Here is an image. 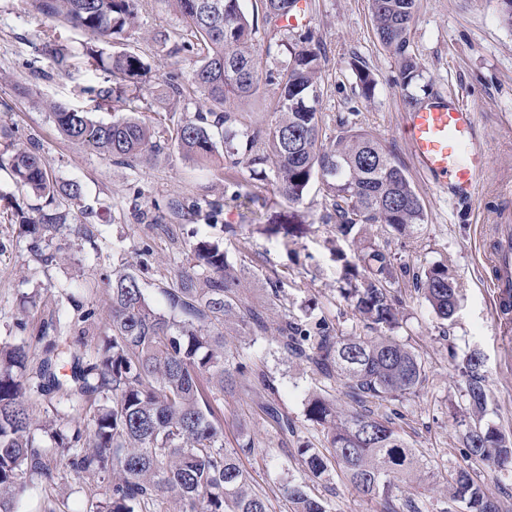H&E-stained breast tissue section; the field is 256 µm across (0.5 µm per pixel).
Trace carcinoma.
<instances>
[{
	"mask_svg": "<svg viewBox=\"0 0 512 512\" xmlns=\"http://www.w3.org/2000/svg\"><path fill=\"white\" fill-rule=\"evenodd\" d=\"M185 23V37L172 53L198 50L193 85L210 105L213 124L198 115L176 129L179 149L198 162L212 161L215 142L211 127H224V141L234 140L231 102L258 96L260 70L252 43L253 22L242 0H173ZM265 22L278 25L297 11L298 0H259ZM42 15L59 19L88 35L109 42L118 39L137 18L138 0H31ZM375 33L382 48L398 63L399 80L408 88L421 77V67L410 50L411 26L418 0H369ZM288 61L278 84L277 119L267 134L254 130L250 142L266 137V152L247 147L231 160L251 168L272 164L278 194L290 205L299 203L310 183L324 181L334 198L336 233L345 237L355 226L383 224L399 237L413 235L425 223V208L402 167L381 141L359 127L345 125L334 144L321 139L318 73L322 51L312 32L286 45ZM112 78L108 87L85 88L95 98L121 97L139 87L148 65L134 52L122 51L101 60ZM361 95L369 98L376 82L357 69ZM60 133L105 157L124 160L152 148V131L145 121L128 116L97 121L83 108L51 103ZM0 141L11 151L9 172L16 186L44 199L33 214L20 215L25 232L35 237L59 232L72 209L82 200V187L73 180L49 174L33 147L12 142L11 129L0 125ZM296 216L284 212L267 232L284 239L294 233ZM194 264L179 271L175 288L164 289L177 320L150 301L144 282L132 273H120L105 283L112 316L108 338L99 343L85 326L93 316L81 315V324L51 322L55 332H75V342L93 352L70 351L68 336L49 342L44 356L23 379L28 350L25 345L0 346V512H19L25 472L50 476L46 450L35 445L33 405L41 397L59 394V400L78 413L91 414L93 427L77 425L56 434L53 455L66 460L79 477L109 478L108 493L96 512H160L164 498L175 497L181 512H270L266 494L255 489L239 463L238 452L224 449L223 427L214 422L216 394L234 389L246 379V365L228 348L224 334L214 330L240 310L238 275L224 250L209 240L191 247ZM360 264L342 266L340 296L373 336L337 335L323 316L311 323L284 318L276 328L280 348L301 358L325 377L345 381L347 408L329 395L313 394L306 417L321 427L327 452L310 445L300 449L312 477L321 479L339 470L350 486L374 500L380 512H427L420 500L405 494L404 485L426 468L422 453L399 431L397 407L418 393L426 378L421 356L394 336L384 334L398 324L400 300L395 264L388 252L363 240ZM202 270L203 287H196ZM431 311L441 320L456 313V286L445 266H432L414 275ZM70 354V375L62 380L57 361ZM466 404L455 413L463 426L465 452L448 469V497L437 512H512L479 478L488 470L498 477L512 473V437L483 423L487 405L486 374L481 353L465 354L459 364ZM280 434L294 435L296 427L273 403L262 406ZM289 512H330L329 504L306 491L304 482L289 478L279 488Z\"/></svg>",
	"mask_w": 512,
	"mask_h": 512,
	"instance_id": "obj_1",
	"label": "carcinoma"
}]
</instances>
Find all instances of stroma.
<instances>
[{"label":"stroma","mask_w":512,"mask_h":512,"mask_svg":"<svg viewBox=\"0 0 512 512\" xmlns=\"http://www.w3.org/2000/svg\"><path fill=\"white\" fill-rule=\"evenodd\" d=\"M306 30L322 48L324 144H333L343 121L371 132L408 174L426 210V221L412 238L396 237L381 224L369 226L368 237L410 271L447 267L458 287L457 312L442 321L411 280H404L400 323L392 331L425 364L421 390L400 412L407 439L428 462L414 487L420 499L433 501L444 492L437 472L459 462L463 451L461 431L450 416L462 394L455 356L472 350L482 354L485 421L512 434V345L494 321L484 260L493 246L492 226L512 222V195L502 191L512 183V27L503 22L497 0H420L411 50L422 78L405 88L395 60L375 36L368 0H307L297 28L255 22L252 38L264 81L256 101L235 105L237 129L274 125L278 86L273 77L286 59L282 43ZM182 34V19L171 0H139L135 26L116 42H100L96 48L106 54L138 53L150 68L147 81L123 99L89 105L81 86L104 76L87 54V37L37 13L29 0H0V125L12 129L14 142L35 145L54 177L78 181L83 188L82 204L72 210L68 228L38 242L21 231L18 221L35 199L18 191L0 169V344L23 342L32 357H39L45 347L43 321L71 297L93 311L92 332L100 334L110 321L111 306L99 286L121 269L141 275L152 303L166 309L162 291L189 266L192 244L199 238L218 243L228 263L242 273L243 307L260 313L268 326L258 333L249 322L235 319L223 326L224 337L243 362L278 388L270 396L258 383H246L221 396L217 415L224 446L236 448L240 432L251 434L256 447L241 455L240 464L266 492L271 512H289L280 484L291 476L309 480L299 448L327 445L320 427L305 417L307 399L320 389L340 399L345 388L339 379L324 378L306 361L284 354L271 329L281 315L301 319L312 311L340 333L365 334L339 294L342 262L331 246L339 244L351 261L360 248L353 239H337L334 225L326 222L333 200L320 180L311 182L295 206L304 221L301 233L285 241L267 234L264 226L273 213L287 210V203L271 181L257 179L247 166H232L228 158L229 149H245V139L230 146L217 142L206 164L178 148L174 128L196 119L202 109L192 84L193 61L170 52ZM60 46L71 54L72 67L55 66L51 51ZM359 65L377 82L368 100L357 85ZM176 85L183 87V95L173 94ZM448 94L475 110L491 146L492 167L483 193L471 202H449L447 191L423 181L400 132L407 96L426 102ZM41 97L64 106L88 105L92 117L104 122L136 115L151 126L161 149L129 164L101 158L58 132L48 110L37 103ZM275 287L280 290L276 302L270 299ZM265 400L295 421L294 436L276 433L262 411ZM50 468L47 478L24 474L21 512H91L104 500L107 482L77 477L57 459ZM309 482L331 512H379L377 503L358 495L340 473Z\"/></svg>","instance_id":"obj_1"}]
</instances>
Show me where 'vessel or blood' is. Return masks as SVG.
<instances>
[{
  "mask_svg": "<svg viewBox=\"0 0 512 512\" xmlns=\"http://www.w3.org/2000/svg\"><path fill=\"white\" fill-rule=\"evenodd\" d=\"M476 112L451 98H435L408 112L403 134L419 170L452 200H473L491 166L488 142L477 133ZM488 254L493 271L494 314L503 333L512 332V225L493 230Z\"/></svg>",
  "mask_w": 512,
  "mask_h": 512,
  "instance_id": "1",
  "label": "vessel or blood"
}]
</instances>
